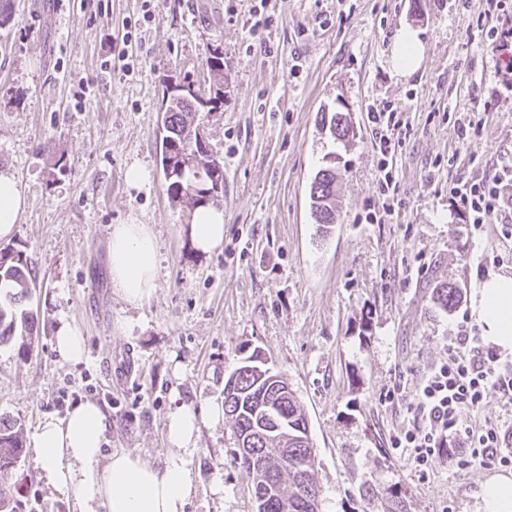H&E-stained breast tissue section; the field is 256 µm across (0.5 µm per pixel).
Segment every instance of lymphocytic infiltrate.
<instances>
[{"mask_svg":"<svg viewBox=\"0 0 512 512\" xmlns=\"http://www.w3.org/2000/svg\"><path fill=\"white\" fill-rule=\"evenodd\" d=\"M489 8L479 25L492 50L498 55L492 96L512 94V0H488ZM379 129L377 149L382 157L379 184L382 191L395 190L397 184L388 158L395 150L394 135L402 121L397 109L386 106L372 114ZM452 199L460 201L473 228L512 223V156L503 157L497 172L476 180L449 185ZM499 357L486 349L479 335L463 334L447 361L423 382L417 395V408L426 420L425 427L406 432L396 440L399 448L413 451L416 464L428 462L435 454L466 457L480 463L512 464L504 449L512 444V430L492 425L482 431L466 426V411L478 408L487 387L502 390L512 402V376L497 375Z\"/></svg>","mask_w":512,"mask_h":512,"instance_id":"obj_1","label":"lymphocytic infiltrate"}]
</instances>
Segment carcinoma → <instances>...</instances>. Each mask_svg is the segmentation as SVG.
I'll return each instance as SVG.
<instances>
[{
    "instance_id": "cac0c4a2",
    "label": "carcinoma",
    "mask_w": 512,
    "mask_h": 512,
    "mask_svg": "<svg viewBox=\"0 0 512 512\" xmlns=\"http://www.w3.org/2000/svg\"><path fill=\"white\" fill-rule=\"evenodd\" d=\"M211 86L208 111L224 105V56L219 47L209 49L206 58ZM199 109L183 99L169 98L160 116L159 162L171 201L188 211L200 205L219 206L224 202V187H215L208 177V166L214 164L209 146H201L191 139L196 130L194 116ZM321 123H326L338 141L349 137L350 123L346 115L321 112ZM182 156V165L167 166L172 156ZM337 175L334 168H323L314 176L309 197L316 222L334 224L336 218ZM7 288L8 304H0V346L15 337L32 333L33 315L16 312L36 288V275L26 252L11 247L0 248V289ZM434 300L443 309L451 310L459 302L460 290L444 283L434 289ZM257 364H242L235 369V382L224 384V415L230 418L235 431L253 439V447L265 450L266 475L274 480L266 501L267 512H309L306 499L319 495L315 469L301 475L287 466L279 449L290 453L315 456L309 435L308 421L295 395L274 397L263 391L258 383ZM271 405L275 420L271 423L260 408ZM30 449L23 439L22 425L0 419V512H25L27 504L20 498L19 484L13 475L29 457Z\"/></svg>"
}]
</instances>
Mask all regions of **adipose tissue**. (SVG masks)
I'll return each instance as SVG.
<instances>
[{
  "instance_id": "ef3b65f1",
  "label": "adipose tissue",
  "mask_w": 512,
  "mask_h": 512,
  "mask_svg": "<svg viewBox=\"0 0 512 512\" xmlns=\"http://www.w3.org/2000/svg\"><path fill=\"white\" fill-rule=\"evenodd\" d=\"M24 208L16 177L0 171V238L11 236ZM191 230L198 250L221 249L223 209L197 207ZM108 256L114 291L132 305L147 300L157 278V247L149 225H113ZM470 307L483 336L512 352V277L488 274L475 288ZM223 420L224 410L217 404L203 412L179 406L166 420L168 456L156 466L125 452L103 457L107 416L99 404L88 401L66 419L44 418L34 446L48 482L72 492L80 512H185L195 491L187 459L197 448L202 427Z\"/></svg>"
}]
</instances>
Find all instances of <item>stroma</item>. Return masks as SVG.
Listing matches in <instances>:
<instances>
[{
    "mask_svg": "<svg viewBox=\"0 0 512 512\" xmlns=\"http://www.w3.org/2000/svg\"><path fill=\"white\" fill-rule=\"evenodd\" d=\"M269 17L257 24L255 6ZM485 0H13L0 27V170L26 205L8 243L33 261L28 345L0 346V417L32 440L64 395L108 415L103 456L162 464L165 422L180 404L224 400L230 372L261 352L306 413L316 447L320 512H482L500 466L466 458L413 463L396 438L423 426L414 395L448 358L487 273L512 275V232L474 230L448 185L493 173L512 153V95L491 99L496 58L477 20ZM416 32L419 68L392 66L399 29ZM224 53V104L199 113L224 165V245L198 252L191 215L173 204L158 161V113L169 81L209 88L210 46ZM126 46L133 72L107 69ZM402 111L394 194L378 189L380 155L367 114ZM345 113L348 143L321 112ZM473 122L470 137L458 128ZM61 171H54V164ZM140 164L148 179L129 187ZM339 175V220L317 224L309 200L319 169ZM151 226L156 288L138 306L111 288L109 231ZM454 283L444 311L434 288ZM69 323L79 362L55 347ZM231 421L202 427L188 466L185 512H253ZM30 512H78L48 484L37 456L20 470ZM222 484L223 495L213 494ZM57 350L67 361H81L85 353L84 338L69 324L59 326L56 332Z\"/></svg>",
    "mask_w": 512,
    "mask_h": 512,
    "instance_id": "obj_1",
    "label": "stroma"
}]
</instances>
